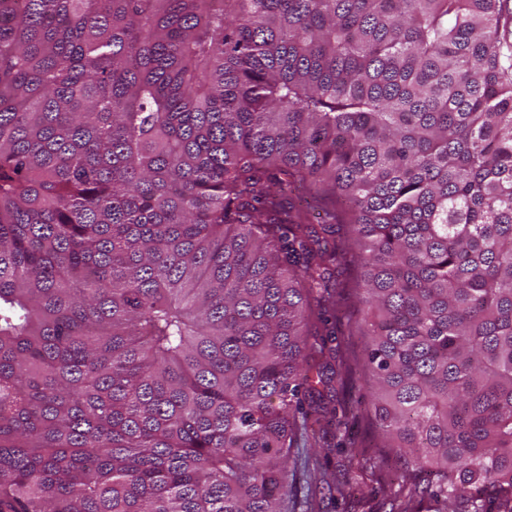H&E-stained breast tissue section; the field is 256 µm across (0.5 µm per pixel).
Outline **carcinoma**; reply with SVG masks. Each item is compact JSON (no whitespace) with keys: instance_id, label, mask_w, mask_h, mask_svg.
Listing matches in <instances>:
<instances>
[{"instance_id":"cac0c4a2","label":"carcinoma","mask_w":512,"mask_h":512,"mask_svg":"<svg viewBox=\"0 0 512 512\" xmlns=\"http://www.w3.org/2000/svg\"><path fill=\"white\" fill-rule=\"evenodd\" d=\"M355 372L512 512L504 0H0V512H296Z\"/></svg>"}]
</instances>
